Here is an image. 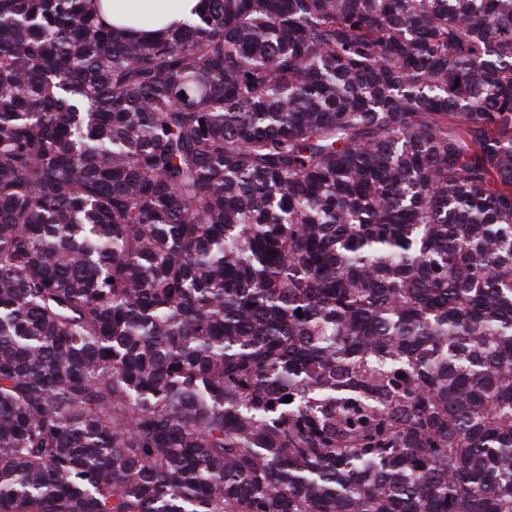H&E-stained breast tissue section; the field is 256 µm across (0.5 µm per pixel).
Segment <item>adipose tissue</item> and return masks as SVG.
Listing matches in <instances>:
<instances>
[{
  "label": "adipose tissue",
  "instance_id": "adipose-tissue-1",
  "mask_svg": "<svg viewBox=\"0 0 512 512\" xmlns=\"http://www.w3.org/2000/svg\"><path fill=\"white\" fill-rule=\"evenodd\" d=\"M200 0H93L113 29L127 35L151 37L193 18Z\"/></svg>",
  "mask_w": 512,
  "mask_h": 512
}]
</instances>
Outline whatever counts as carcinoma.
Wrapping results in <instances>:
<instances>
[{
  "label": "carcinoma",
  "instance_id": "carcinoma-1",
  "mask_svg": "<svg viewBox=\"0 0 512 512\" xmlns=\"http://www.w3.org/2000/svg\"><path fill=\"white\" fill-rule=\"evenodd\" d=\"M201 3L0 0V512H512V0ZM106 22L126 35L151 37L193 18L200 0H92Z\"/></svg>",
  "mask_w": 512,
  "mask_h": 512
}]
</instances>
